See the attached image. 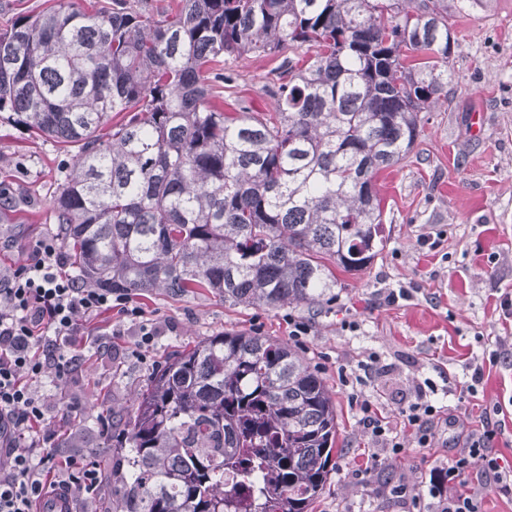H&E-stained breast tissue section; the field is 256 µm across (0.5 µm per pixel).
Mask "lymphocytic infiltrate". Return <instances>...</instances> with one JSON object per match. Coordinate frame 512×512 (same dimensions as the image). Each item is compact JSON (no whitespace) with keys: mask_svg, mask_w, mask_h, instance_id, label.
<instances>
[{"mask_svg":"<svg viewBox=\"0 0 512 512\" xmlns=\"http://www.w3.org/2000/svg\"><path fill=\"white\" fill-rule=\"evenodd\" d=\"M63 265L56 238L46 237L37 242L27 263L0 273V512H38L44 499L59 495L72 501L77 494H93L101 482L97 462L63 458L49 449L56 434L48 426L45 400L34 388L35 383H56L78 371L75 348L87 320L115 304L126 317L140 320L139 348L154 342L155 328L142 323L140 309L128 306L125 296L87 287L63 275ZM379 361L371 353L356 368L338 371L360 425L379 447L351 470L354 481L379 474L383 459L399 457L408 445L430 447L442 414L434 396L474 393L483 375L477 363L464 383L452 377L443 387L428 378L415 381L403 406L388 416L368 389L380 371ZM24 431L31 440L23 447L16 435ZM495 437L494 428L482 423L453 455L434 460L427 481L416 484L402 476L387 479L383 486L388 495L408 502L412 512H482L480 495L457 493L456 486L474 473L498 492L512 494V467L501 465L493 450Z\"/></svg>","mask_w":512,"mask_h":512,"instance_id":"lymphocytic-infiltrate-1","label":"lymphocytic infiltrate"}]
</instances>
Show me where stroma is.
Wrapping results in <instances>:
<instances>
[{
    "instance_id": "stroma-1",
    "label": "stroma",
    "mask_w": 512,
    "mask_h": 512,
    "mask_svg": "<svg viewBox=\"0 0 512 512\" xmlns=\"http://www.w3.org/2000/svg\"><path fill=\"white\" fill-rule=\"evenodd\" d=\"M452 24L460 48L450 57L448 97L425 113L408 158L376 178L388 244L368 269L337 271L334 304L314 314L302 307L234 306L205 290L133 295L130 305L159 329L148 350L136 348L137 324L119 308L104 309L78 340L80 370L61 388L40 386L60 436L57 452L101 465L94 512L117 510L112 439L124 432L136 394L157 367L227 330L287 340L292 316L310 323L298 348L337 404L338 454L313 512H357L361 506L408 512L405 504L380 495L374 478H347L358 454L373 443L347 403L337 368L378 353L387 370L370 388L387 410L415 378L462 376L497 340H512V315L500 307L512 298V0H485L454 16ZM276 64L270 57L226 62L234 79L214 106L229 112L245 97L260 111H274L262 87ZM70 161L65 144L0 123V180L9 181L19 198L11 223H0L1 271L21 265L44 236L57 235L50 202ZM401 287L409 289L408 298L384 303L381 290ZM345 320L357 321L359 331L342 330ZM452 414L451 424L436 428L433 447L406 449L387 462V473L421 480L432 460L454 451L487 419L498 429L496 453L512 465V364L485 365L477 396H464Z\"/></svg>"
}]
</instances>
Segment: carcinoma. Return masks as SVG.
Listing matches in <instances>:
<instances>
[{
  "mask_svg": "<svg viewBox=\"0 0 512 512\" xmlns=\"http://www.w3.org/2000/svg\"><path fill=\"white\" fill-rule=\"evenodd\" d=\"M462 2L181 0L154 15L112 0L90 15L58 0L0 30V123L77 148L52 210L86 286L320 310L333 269L386 247L374 179L448 96ZM250 54L279 59L275 111L216 109L232 76L204 68ZM113 112L126 119L104 135ZM135 405L112 470L120 512H311L325 488L336 401L282 340L210 336Z\"/></svg>",
  "mask_w": 512,
  "mask_h": 512,
  "instance_id": "obj_1",
  "label": "carcinoma"
}]
</instances>
